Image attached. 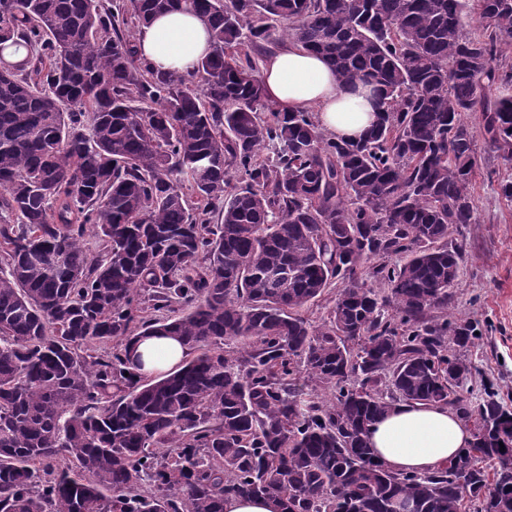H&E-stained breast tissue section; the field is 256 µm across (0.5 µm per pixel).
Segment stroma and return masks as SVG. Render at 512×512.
<instances>
[{
    "label": "stroma",
    "instance_id": "stroma-1",
    "mask_svg": "<svg viewBox=\"0 0 512 512\" xmlns=\"http://www.w3.org/2000/svg\"><path fill=\"white\" fill-rule=\"evenodd\" d=\"M507 176L512 177V163L484 157L473 187L478 221L459 226L448 238L462 257L445 315L481 331L468 353L473 377L462 391L472 406L492 391L512 407V200L498 187Z\"/></svg>",
    "mask_w": 512,
    "mask_h": 512
}]
</instances>
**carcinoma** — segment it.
<instances>
[{
    "label": "carcinoma",
    "mask_w": 512,
    "mask_h": 512,
    "mask_svg": "<svg viewBox=\"0 0 512 512\" xmlns=\"http://www.w3.org/2000/svg\"><path fill=\"white\" fill-rule=\"evenodd\" d=\"M475 2L467 35L470 0H0V52L30 49L0 66V512H512V408L464 406L476 328L436 316L477 223L465 117L512 162V0ZM171 10L211 34L190 74L127 29ZM279 42L369 89L362 139L267 96ZM163 335L190 357L144 379ZM405 401L474 414L472 447L385 468L367 427ZM224 512H276L273 503L267 498H244L229 496L224 498Z\"/></svg>",
    "instance_id": "carcinoma-1"
}]
</instances>
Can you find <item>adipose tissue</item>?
<instances>
[{
  "mask_svg": "<svg viewBox=\"0 0 512 512\" xmlns=\"http://www.w3.org/2000/svg\"><path fill=\"white\" fill-rule=\"evenodd\" d=\"M141 59L151 66L183 74L212 50L207 25L196 15L174 11L142 25L136 35ZM262 80L268 96L292 110L314 109L328 135L357 140L376 122L373 105L356 88L343 85L326 62L293 46L267 56ZM140 371L155 375L179 364L189 348L173 336H149L135 347ZM377 459L395 472L429 473L446 467L473 440L464 420L445 406L400 403L373 421L367 433Z\"/></svg>",
  "mask_w": 512,
  "mask_h": 512,
  "instance_id": "adipose-tissue-1",
  "label": "adipose tissue"
}]
</instances>
